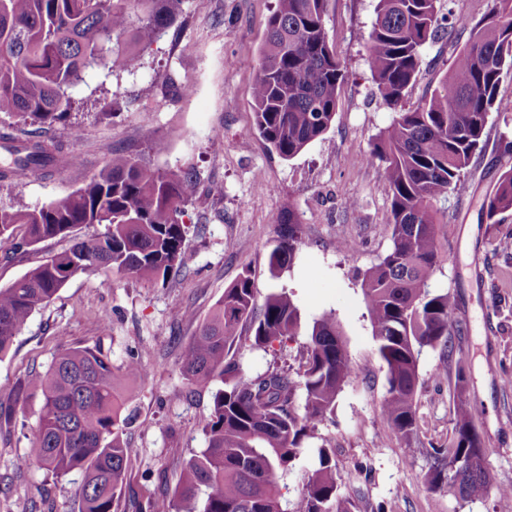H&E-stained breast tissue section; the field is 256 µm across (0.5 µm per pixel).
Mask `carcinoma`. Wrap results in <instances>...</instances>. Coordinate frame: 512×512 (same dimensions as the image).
I'll return each mask as SVG.
<instances>
[{
	"label": "carcinoma",
	"mask_w": 512,
	"mask_h": 512,
	"mask_svg": "<svg viewBox=\"0 0 512 512\" xmlns=\"http://www.w3.org/2000/svg\"><path fill=\"white\" fill-rule=\"evenodd\" d=\"M181 2L0 0V112L28 126L21 138L12 126L0 128V148L9 155L0 166V182L77 164L79 157L62 142L46 138L49 128L70 122V89L88 70L129 68L137 46L176 21ZM327 4L277 0L265 21L252 88L255 125L268 149L284 160L324 135L336 115L345 70L329 43ZM455 26L469 34L456 45L440 86L428 101L396 113L374 148L360 157L382 169L390 189L391 247L363 274L361 291L386 366L381 415L387 428L409 443L416 436L419 356L426 347L448 348L460 332L450 294L430 289L441 263L436 204L448 200L484 151L491 113L504 111L499 88L512 75V0H493L489 14L475 24L444 11V0H377L366 43L372 79L384 102L395 107L417 79L423 47ZM196 183L191 171L153 168L122 152L60 200L40 208L0 209V236L12 234L17 224L26 227L20 249L67 237L81 224L104 227L0 288V354L77 272L165 280L179 271L186 236L180 217ZM509 209L512 165L506 164L481 210L494 224ZM274 224L269 272L278 279L293 265L302 229L291 211L280 213ZM301 330L300 309L287 289L260 302L247 270L224 289L178 356L187 385L212 390L202 426L205 448L185 462L173 492L164 490L148 502L149 512H288L280 481L307 441L317 438L318 423L333 414L353 376L336 313L321 315L307 328L304 362L293 374L274 368L249 375L238 354L244 346H284ZM147 377L138 355L117 369L99 346L59 351L45 371L18 381L8 404L0 403V424L8 426L24 412L30 395L42 396L31 446L16 468L35 464L57 478L78 472V512H114L128 459L124 435L135 420L120 394L121 380ZM467 382L466 365L459 361L453 435L430 453L425 481L432 491L479 499L494 482L472 429ZM298 512H357L341 492L324 444Z\"/></svg>",
	"instance_id": "1"
}]
</instances>
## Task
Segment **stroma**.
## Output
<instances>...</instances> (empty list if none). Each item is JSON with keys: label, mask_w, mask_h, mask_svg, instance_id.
<instances>
[{"label": "stroma", "mask_w": 512, "mask_h": 512, "mask_svg": "<svg viewBox=\"0 0 512 512\" xmlns=\"http://www.w3.org/2000/svg\"><path fill=\"white\" fill-rule=\"evenodd\" d=\"M277 0H183L176 24L139 46L129 70L95 69L71 90L69 125L50 137L79 155L78 166L20 184L0 183V208H37L83 186L115 152L140 156L166 171H194L196 190L184 209L185 267L167 280L119 274H79L36 311L0 358V402L30 370H45L59 350L101 346L115 366L142 354L147 379L125 383L137 423L128 429L126 479L118 512H130V498L146 501L157 485L175 488L181 465L205 446L200 424L212 406L211 390L189 391L178 366L181 347L193 335L224 290L250 271L259 296L287 288L303 322L335 310L354 368L332 415L317 426L333 447L342 492L359 512H512V211L496 223L481 216V204L497 181L499 159L512 142V111L492 113L487 147L474 159L446 223L438 225L442 252L431 288L454 296L452 318L466 332L459 354L466 362L465 397L475 414L485 466L497 488L463 500L429 490L424 475L432 447L447 444L455 414L447 379H434L439 350L419 357L415 397L417 435L408 442L391 434L381 418L386 370L377 352L360 288L364 271L391 246L389 187L380 168L356 164L391 122L393 110L375 93L365 60L374 0H329L326 31L345 66L334 122L329 131L291 160L267 149L255 129L252 86L264 39V22ZM416 82L401 104L415 108L431 97L454 59L448 40L427 44ZM172 77L191 83L188 97L167 93ZM80 136H73V127ZM165 140L158 153L152 145ZM223 195L208 191L210 184ZM292 211L303 243L293 267L271 279L269 254L276 238L273 220ZM81 225L67 237L21 247L26 235L16 225L0 237V288L9 286L48 256L68 250L74 239L100 233ZM354 240L353 252L337 250ZM110 313L102 329L99 317ZM304 337L285 350H244L246 373L297 369ZM41 406L32 396L21 423L0 432V512H78L74 496L82 477H53L34 467L16 475L14 463L30 446Z\"/></svg>", "instance_id": "1"}]
</instances>
